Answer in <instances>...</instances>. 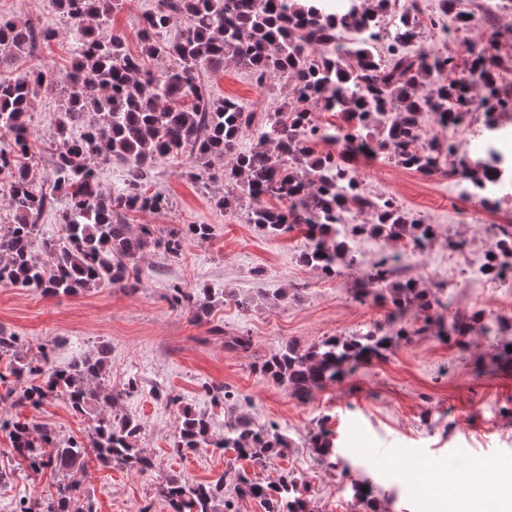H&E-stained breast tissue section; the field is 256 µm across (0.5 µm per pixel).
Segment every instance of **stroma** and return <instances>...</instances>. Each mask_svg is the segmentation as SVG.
Instances as JSON below:
<instances>
[{"mask_svg":"<svg viewBox=\"0 0 512 512\" xmlns=\"http://www.w3.org/2000/svg\"><path fill=\"white\" fill-rule=\"evenodd\" d=\"M155 5L156 0H119L113 10L111 27L131 53L140 52L141 17ZM0 15L51 23L59 36L37 53L57 69L70 66L72 40L50 0H0ZM202 78L213 97L237 100L253 112L252 127L236 145L240 152L256 146L269 113L286 101L284 80L257 84L248 69L231 61ZM55 119V100L38 97L29 114L30 166L38 180L51 171L48 144ZM194 165L186 154L160 162L152 187L168 197V210L130 211L126 220L158 232L173 224H209L213 235L202 244L188 243L175 258L147 254L140 262L142 285L137 290L104 284L75 296H51L0 285V328L18 336L21 352L33 355L46 347L52 349L55 365L64 366L104 343L112 349L107 386L118 390L132 379L138 384L117 410L142 422L138 446L152 469L136 473L87 456L79 475L80 499H92L95 512H141L146 506L151 512H169L154 495L157 481L174 477L205 484L220 479L224 498L216 502L215 512H264L258 500L236 496L238 475L274 484L289 473L307 485L308 512H359L344 490L354 480L371 488L378 512H437L411 468L413 462L427 461L434 469L449 468L462 476L469 475L473 461L487 462L483 485L488 491L496 487L500 473L512 472V361L499 359L494 327L472 325L463 348L434 336L395 341L386 360L313 390L303 401L264 376L262 361L287 342L306 347L375 327L394 331L389 306L372 298L356 302L351 293L366 281L378 250L372 240H365L353 266L340 276H325L301 260L310 244L303 228L268 236L250 224V201L227 211L215 207L213 193H238L235 185L219 178L226 160L210 161L216 179L206 185L187 177ZM350 166L369 192L394 198L438 225L439 244L462 238L473 250H482L481 226L501 218L500 212L449 199L437 181L393 159L381 163L356 158ZM176 286L226 291L231 298L199 321L190 308L174 303ZM239 297L249 299L248 308L237 307ZM494 308L512 319V283L479 297L451 295L435 316L448 322ZM228 336L249 337L250 349L226 348ZM218 385L229 392V399H213L210 389ZM160 389L174 391L183 404L205 414L214 436L223 435L224 422L234 413L259 426L276 425L292 446L286 455H271L260 465L237 458L229 448L178 451V410L157 397ZM19 418L49 425L64 440H85L91 426L61 396L35 408L0 401V512H14L22 499L47 498L64 482L59 473L33 471L11 454L6 425ZM322 425L334 433L343 467H328L314 450L310 437Z\"/></svg>","mask_w":512,"mask_h":512,"instance_id":"1","label":"stroma"}]
</instances>
